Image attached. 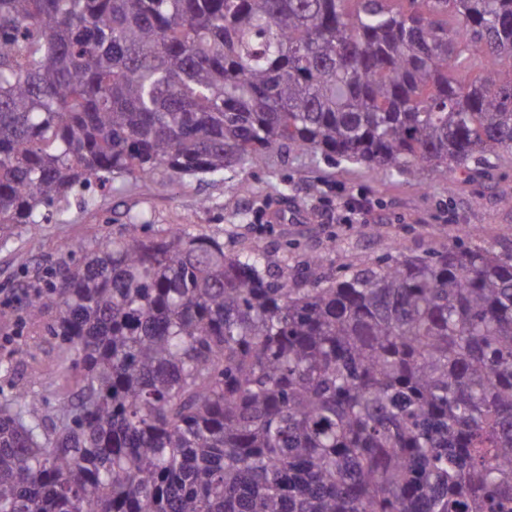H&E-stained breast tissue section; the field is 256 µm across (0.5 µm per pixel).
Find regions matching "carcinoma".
<instances>
[{
    "label": "carcinoma",
    "mask_w": 512,
    "mask_h": 512,
    "mask_svg": "<svg viewBox=\"0 0 512 512\" xmlns=\"http://www.w3.org/2000/svg\"><path fill=\"white\" fill-rule=\"evenodd\" d=\"M512 0H0V236L91 179L272 148L377 176L512 153ZM138 217L29 313L75 389L0 394V512H512V252L295 280ZM81 258H76V254Z\"/></svg>",
    "instance_id": "1"
}]
</instances>
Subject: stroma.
I'll list each match as a JSON object with an SVG mask.
<instances>
[{"mask_svg": "<svg viewBox=\"0 0 512 512\" xmlns=\"http://www.w3.org/2000/svg\"><path fill=\"white\" fill-rule=\"evenodd\" d=\"M89 204L72 205L59 221L16 225L0 240V360L14 367L0 378V393L37 392L55 402L66 387L53 378L33 381V368L49 363L57 347L46 319H29L27 299L17 285L35 280L58 257L65 242L119 236L128 215L141 213L153 231L182 224L192 232L215 234L230 250L271 252L290 274L306 272L309 258L337 274L386 254L398 244L403 254L425 255L455 243L458 230H473L475 244L512 250V156L489 173L441 176L424 171L419 180L378 177L362 165L329 164L320 154L271 149L246 169L218 178L177 182L164 172L131 181L119 190L91 185ZM364 198L360 223H348L340 202Z\"/></svg>", "mask_w": 512, "mask_h": 512, "instance_id": "obj_1", "label": "stroma"}]
</instances>
